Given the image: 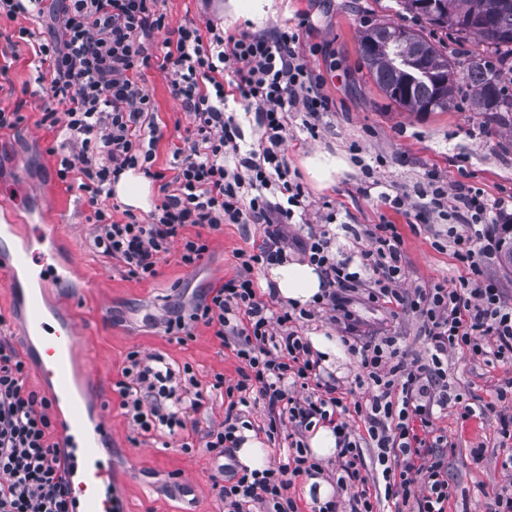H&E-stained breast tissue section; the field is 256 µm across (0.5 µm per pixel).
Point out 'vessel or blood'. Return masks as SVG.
Listing matches in <instances>:
<instances>
[{
  "mask_svg": "<svg viewBox=\"0 0 512 512\" xmlns=\"http://www.w3.org/2000/svg\"><path fill=\"white\" fill-rule=\"evenodd\" d=\"M38 265L39 278L46 283L59 279L60 273L50 256L33 250L30 241L23 242L8 254L9 267ZM28 334L39 341L37 360L41 380L52 400H67L68 416L60 428V439L67 448L70 473V507L72 512H112L116 491L112 484V468L97 453L96 438L87 436V395L73 390L72 356L80 343L75 324L55 325L43 313L41 299L35 294L20 297Z\"/></svg>",
  "mask_w": 512,
  "mask_h": 512,
  "instance_id": "b4317fda",
  "label": "vessel or blood"
}]
</instances>
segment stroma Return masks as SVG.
Masks as SVG:
<instances>
[{"instance_id": "35a3bbf8", "label": "stroma", "mask_w": 512, "mask_h": 512, "mask_svg": "<svg viewBox=\"0 0 512 512\" xmlns=\"http://www.w3.org/2000/svg\"><path fill=\"white\" fill-rule=\"evenodd\" d=\"M276 12L254 23L234 14L229 0H162L170 27L219 20L226 31L265 32L277 25L298 27L296 51L302 63L320 80L321 92L333 102L323 118L319 137L311 139L292 118L283 144L290 168L303 170L306 158L317 152L342 155L348 167L325 188L307 183L305 224L321 223L335 214L337 223L363 230L389 221L403 238L402 288L433 282L455 287L464 270L451 247L437 235L447 222L433 227L417 223L412 214L396 213L381 203L380 193L408 196L426 189L428 177L443 176L448 184L480 188L489 204L508 201L499 223L512 222V122L491 124L485 113L472 109L469 97L459 98L447 112H408L390 101L371 81L359 53V40L368 25L385 19L431 34V27L399 10L396 0H277ZM18 22L0 17V106L19 109L25 120L12 130H0V227L14 228L22 241L32 224L52 226L55 235L42 244L59 265L75 274L61 286L41 287L29 277L26 289L38 292L49 314L70 317L80 328L77 367L94 372L95 396L109 408L111 438L101 448L112 465L114 484L123 512H224L210 476L215 461L203 449L204 433L224 419V396L212 382L223 374L226 383L238 378L239 362L209 329L199 327L182 341L166 331V324L188 311L208 289L234 277V254L260 247V224L225 225L208 235L209 250L192 267L179 261L171 246L150 281L128 277L112 260L89 253L85 239L91 231L92 208L77 188L56 175V157L50 152L54 136L38 124L47 100L51 74L40 67L29 46L18 37ZM169 29L152 34L153 58L141 73L159 116L156 170L168 168L174 146H185L191 119L171 92L158 56ZM353 310L367 328L386 329L397 336L407 358L423 357L425 338L421 321L400 307L382 302L355 301ZM0 314L12 324L11 342L30 365L28 385L40 389L35 369V339L27 337L20 307L0 276ZM163 354L173 367L192 365L205 402L190 414L187 427L161 442L138 437L122 415L113 389L126 354L132 350ZM512 379V363L474 362L463 351L450 353L448 380L465 391L472 407L491 404L485 415H464L452 405L434 422L435 433L448 440V481L454 494L448 512H485L495 490L505 483L502 468L512 457V438L502 432L503 419L512 417V399L497 400L496 391ZM190 443L192 452L182 450ZM481 457H473V449Z\"/></svg>"}]
</instances>
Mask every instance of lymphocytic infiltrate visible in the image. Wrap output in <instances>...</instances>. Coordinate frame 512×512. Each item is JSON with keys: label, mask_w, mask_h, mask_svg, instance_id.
<instances>
[{"label": "lymphocytic infiltrate", "mask_w": 512, "mask_h": 512, "mask_svg": "<svg viewBox=\"0 0 512 512\" xmlns=\"http://www.w3.org/2000/svg\"><path fill=\"white\" fill-rule=\"evenodd\" d=\"M56 33L30 39L35 57L53 73L39 126L61 140L55 147L57 176L76 182L92 207L86 239L91 251L119 262L127 275L149 280L172 244L180 261L196 265L209 250L204 232H223L228 224H262L267 239L255 250L236 252L241 275L210 292L185 316L169 323L174 334L192 336L195 328L212 330L233 348L238 379L214 386L228 399L224 419L205 434L204 449L227 466L211 476L224 512H300L289 490L301 476L319 474V461L302 440L319 424H331L338 439L339 487H352L349 512H374L365 485L359 440L339 414L344 406L335 379H324L302 322L324 311L354 321L352 294L364 289L368 300L402 306L422 320L426 357L406 361L397 339L386 336L351 349L360 356L356 387L368 390L354 409L365 425L386 496L408 512H446L453 494L443 437L432 433L438 412L459 404L462 393L448 381L449 352L468 351L483 362L512 359V296L498 284L474 285L469 274L458 286L433 283L402 291V237L396 225L367 230V247L358 249L360 271L329 251L334 237L328 224L310 228L297 244L320 270L325 289L313 308L291 312L258 296L251 277L255 267L282 261L288 246L287 224L303 207L305 190L292 177L281 150L291 115L316 135L330 103L319 90L294 45L296 31L275 27L264 36L232 34L213 23L182 25L163 44L161 70L172 92L192 118L189 149L174 148L168 172L155 170L158 125L156 105L141 84V70L151 59L145 43L165 28L159 0H57ZM254 113L263 130L258 148L247 147L239 125L225 117L231 98ZM136 169L159 183L163 196L155 212L114 215L112 186L123 171ZM382 203L402 212L413 210L421 223L449 214L446 230L461 266L476 270L481 249L492 250L495 219L479 190L448 186L432 176L419 201L381 193ZM200 227L197 235L187 234ZM27 365L9 339L0 335V512H69L66 453L53 439L52 403L28 387ZM307 389L305 397L290 387ZM126 419L137 433L175 435L203 403L192 367L175 372L157 354L130 351L115 383ZM262 400L268 435L287 431L291 459L261 470L235 468L228 459L241 443L237 434L243 408Z\"/></svg>", "instance_id": "obj_1"}]
</instances>
